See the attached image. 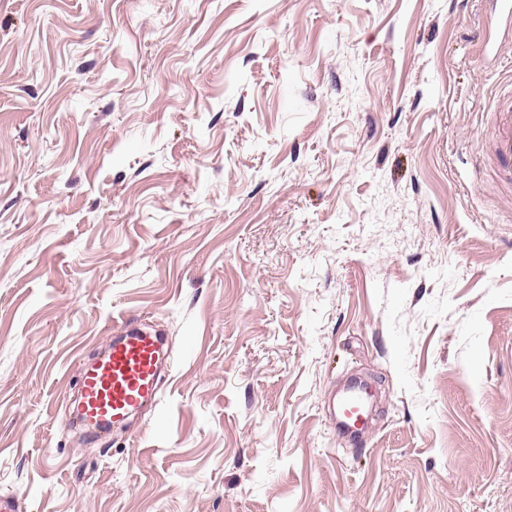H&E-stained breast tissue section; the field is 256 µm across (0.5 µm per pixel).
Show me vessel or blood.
Returning a JSON list of instances; mask_svg holds the SVG:
<instances>
[{
  "instance_id": "1",
  "label": "vessel or blood",
  "mask_w": 512,
  "mask_h": 512,
  "mask_svg": "<svg viewBox=\"0 0 512 512\" xmlns=\"http://www.w3.org/2000/svg\"><path fill=\"white\" fill-rule=\"evenodd\" d=\"M496 119L489 133L491 168L512 181V93L493 99ZM168 354L161 336L132 322L113 327L110 345L100 357L83 363L76 385L75 423L98 435L126 427L132 418L157 402V381ZM370 392L352 383L341 394L338 424L347 431H359L365 421Z\"/></svg>"
}]
</instances>
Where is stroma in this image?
<instances>
[{"label":"stroma","mask_w":512,"mask_h":512,"mask_svg":"<svg viewBox=\"0 0 512 512\" xmlns=\"http://www.w3.org/2000/svg\"><path fill=\"white\" fill-rule=\"evenodd\" d=\"M486 0H0V492L26 512H512V42ZM173 361L88 439L113 320ZM376 394L359 443L325 407ZM490 112L496 119L489 133L491 168L511 180L512 187V93L502 92L493 99Z\"/></svg>","instance_id":"obj_1"}]
</instances>
